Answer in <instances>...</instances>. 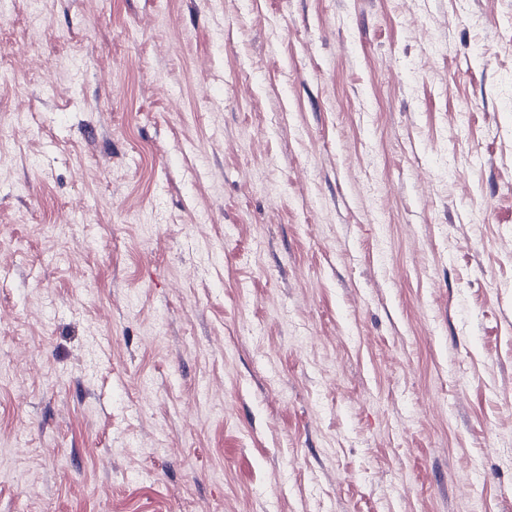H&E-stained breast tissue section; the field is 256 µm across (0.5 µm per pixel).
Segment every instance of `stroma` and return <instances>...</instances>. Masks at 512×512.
I'll return each mask as SVG.
<instances>
[{"instance_id": "1", "label": "stroma", "mask_w": 512, "mask_h": 512, "mask_svg": "<svg viewBox=\"0 0 512 512\" xmlns=\"http://www.w3.org/2000/svg\"><path fill=\"white\" fill-rule=\"evenodd\" d=\"M0 512H512V0H0Z\"/></svg>"}]
</instances>
